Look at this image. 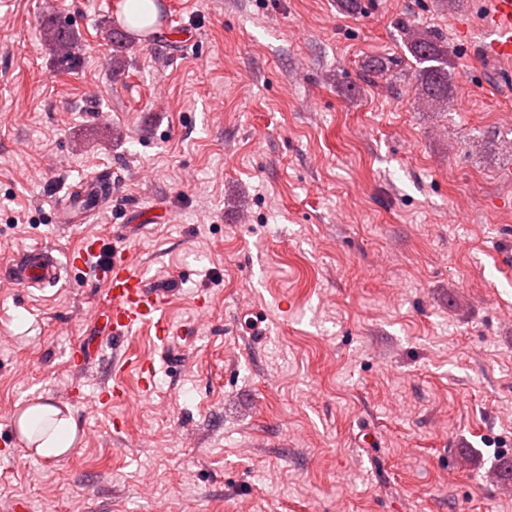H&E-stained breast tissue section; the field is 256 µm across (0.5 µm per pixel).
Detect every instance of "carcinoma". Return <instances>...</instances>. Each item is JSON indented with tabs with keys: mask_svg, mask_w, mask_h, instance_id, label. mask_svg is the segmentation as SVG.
<instances>
[{
	"mask_svg": "<svg viewBox=\"0 0 512 512\" xmlns=\"http://www.w3.org/2000/svg\"><path fill=\"white\" fill-rule=\"evenodd\" d=\"M404 35L418 65L419 102L433 111L448 106V89L453 83L450 71L452 50L448 40L435 31L418 28L406 27ZM42 39L48 43L59 61L73 64L74 49L79 41L77 31L52 24L43 29ZM391 67V60L377 59L368 66L365 78L371 82L383 77Z\"/></svg>",
	"mask_w": 512,
	"mask_h": 512,
	"instance_id": "cac0c4a2",
	"label": "carcinoma"
}]
</instances>
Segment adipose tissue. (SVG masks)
<instances>
[{
	"label": "adipose tissue",
	"instance_id": "obj_1",
	"mask_svg": "<svg viewBox=\"0 0 512 512\" xmlns=\"http://www.w3.org/2000/svg\"><path fill=\"white\" fill-rule=\"evenodd\" d=\"M20 435L32 455L43 459H63L72 451L78 425L69 409L49 399L28 403L17 419Z\"/></svg>",
	"mask_w": 512,
	"mask_h": 512
}]
</instances>
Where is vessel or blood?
<instances>
[{
    "label": "vessel or blood",
    "instance_id": "obj_1",
    "mask_svg": "<svg viewBox=\"0 0 512 512\" xmlns=\"http://www.w3.org/2000/svg\"><path fill=\"white\" fill-rule=\"evenodd\" d=\"M492 5L480 49L486 58L511 63L512 0H492ZM98 184V177H91L70 195L67 207L57 209L60 228L71 229L81 224L87 206L98 196ZM132 243V237L128 236L122 245L111 248L108 259L95 275L102 293L105 327L116 347L146 327L153 329L156 338L162 342L180 333L179 328L173 327L163 316L170 301L168 291L149 284L137 270L132 259ZM101 245V236L88 233L81 248L64 261L59 260L49 247L24 248L15 254L4 275L16 287L42 291L56 286L71 269L86 264Z\"/></svg>",
    "mask_w": 512,
    "mask_h": 512
}]
</instances>
